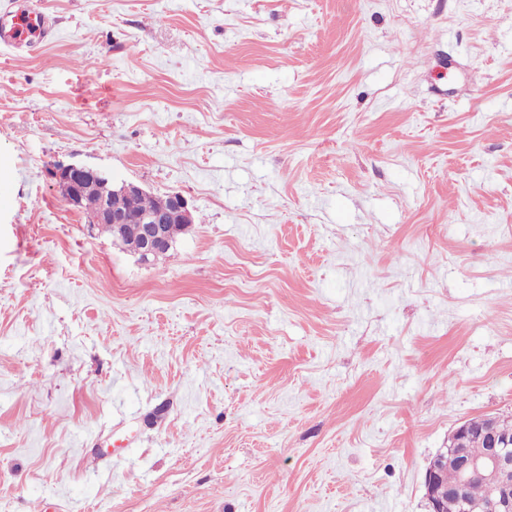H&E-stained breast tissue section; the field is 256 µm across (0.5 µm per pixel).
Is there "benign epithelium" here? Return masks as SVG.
Instances as JSON below:
<instances>
[{
	"instance_id": "1",
	"label": "benign epithelium",
	"mask_w": 512,
	"mask_h": 512,
	"mask_svg": "<svg viewBox=\"0 0 512 512\" xmlns=\"http://www.w3.org/2000/svg\"><path fill=\"white\" fill-rule=\"evenodd\" d=\"M65 202L73 209L80 208L84 195L93 190L100 202L98 210L90 215L93 224H111L118 228L123 224L141 226L140 245L136 255L149 262L167 252L176 236L188 230L193 223V214L187 199L178 192L161 197L156 209L135 213L125 205V200L143 192L134 184H115L112 177L82 165L57 163L51 169ZM498 417L486 415L474 425L463 422L456 429L459 441L448 448L440 449L432 457L425 470L424 489L429 512H442V502L433 495L440 483L448 460H453L458 480L448 487V496L466 503L467 489L475 480L496 486L498 497L487 505L488 512H512V437L502 435L497 429ZM478 437L486 445L480 457H474L469 449L462 447L461 440Z\"/></svg>"
}]
</instances>
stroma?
Here are the masks:
<instances>
[{"label":"stroma","mask_w":512,"mask_h":512,"mask_svg":"<svg viewBox=\"0 0 512 512\" xmlns=\"http://www.w3.org/2000/svg\"><path fill=\"white\" fill-rule=\"evenodd\" d=\"M0 512H428L512 416V0H0ZM194 216L144 264L55 163ZM46 35L44 17L29 9L22 10L7 24H0V41H28L35 42Z\"/></svg>","instance_id":"stroma-1"}]
</instances>
